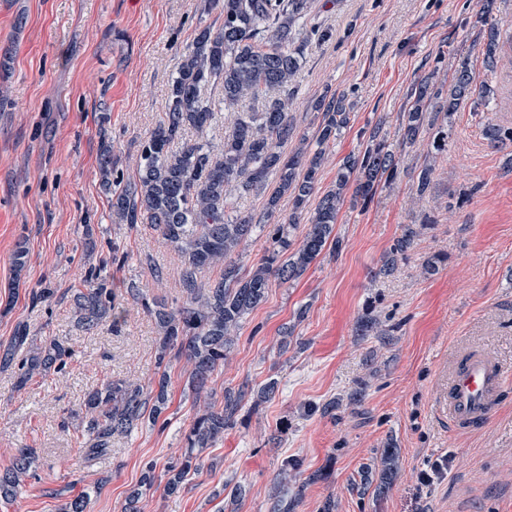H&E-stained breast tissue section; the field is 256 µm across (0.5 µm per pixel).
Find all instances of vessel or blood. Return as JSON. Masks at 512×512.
I'll return each mask as SVG.
<instances>
[{
	"label": "vessel or blood",
	"instance_id": "1",
	"mask_svg": "<svg viewBox=\"0 0 512 512\" xmlns=\"http://www.w3.org/2000/svg\"><path fill=\"white\" fill-rule=\"evenodd\" d=\"M511 374L496 358H462L448 386V417L456 424L480 425L492 414L502 384Z\"/></svg>",
	"mask_w": 512,
	"mask_h": 512
}]
</instances>
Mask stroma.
Wrapping results in <instances>:
<instances>
[{
  "label": "stroma",
  "mask_w": 512,
  "mask_h": 512,
  "mask_svg": "<svg viewBox=\"0 0 512 512\" xmlns=\"http://www.w3.org/2000/svg\"><path fill=\"white\" fill-rule=\"evenodd\" d=\"M481 0H314L311 22L330 32L304 47L293 123L313 137L314 105L345 95L351 122L329 150L317 188L328 190L343 158L360 151L362 129H394L408 93L439 53L441 77L467 55L489 94L448 125V146L403 156L399 176L367 205L343 206L339 253L322 254L296 281H273L244 320L215 374L216 401L248 388L235 423L205 449L203 472L176 496L154 488L141 512H272L283 461L299 462L288 484L291 512H512V385L488 423L453 427L444 403L456 361L497 357L512 371V172L488 125L512 126V0L493 16L507 42L495 68L483 62ZM222 22L216 0H0V347L18 324L38 339L62 337L64 371L16 388L0 370V470L17 449L36 451L35 476L0 512H60L86 490L88 512H121L144 463L165 467L185 448L195 410L182 364L170 369L166 428L143 426L112 440L87 464L79 429H61L86 392L106 378L149 383L155 374L153 320L126 292L136 285L167 303L183 300L180 254L152 225L114 223L100 184L101 141L114 169L134 179L141 140L165 116L166 87L199 27ZM434 162L430 191L416 196L420 166ZM432 225L389 277L378 270L405 224ZM26 266L15 268L18 244ZM118 250L109 267L124 310L120 331L77 327L68 300L82 287L88 252ZM445 261L432 274L424 262ZM57 297L32 305L31 292ZM380 335L362 336L367 315ZM276 382L274 397L252 394ZM359 402H350L354 391ZM336 401L329 414L319 405ZM394 446L398 470L381 487L379 457ZM241 488L232 496L231 488Z\"/></svg>",
  "instance_id": "obj_1"
}]
</instances>
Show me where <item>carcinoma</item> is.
I'll return each instance as SVG.
<instances>
[{
    "mask_svg": "<svg viewBox=\"0 0 512 512\" xmlns=\"http://www.w3.org/2000/svg\"><path fill=\"white\" fill-rule=\"evenodd\" d=\"M314 0H221L224 22L218 27L199 28L182 52L167 94L165 118L141 142L136 178L127 183L112 167V145L102 143L99 156L101 185L111 198L112 217L120 224L148 223L183 257L180 283L185 300L169 306L130 286L126 293L153 320L158 337L155 345L156 373L147 385L126 379H107L92 388L84 400L80 427L85 435L83 455L91 462L108 453L112 437L129 435L144 422L156 423L168 409L172 361L185 360L186 386L192 394L195 417L185 434L186 449L161 474L156 464H145L139 482L125 497L123 512H140V503L155 484L164 493L178 495L189 477L204 468L201 453L224 438L233 425L246 392H224V402L213 401L210 387L214 373L224 365L243 320L263 303L271 281L299 279L325 249L339 252L342 242L333 235L345 202L367 204L382 185L393 184L399 175L402 154L421 145L433 134L436 152L446 147L448 119L461 105L474 99L476 75L469 58L461 57L451 73L448 90L426 78L413 87L409 107L399 118L392 138L380 119L367 131L365 147L343 160L336 181L318 200L307 219L308 230L298 247L291 231L314 194L326 150L348 127L351 112L343 95L323 96L315 104L322 114L314 148L285 154L283 147L295 136L288 118L290 90L302 62L299 21L312 11ZM494 0H483L480 23L483 56L496 63L503 45L500 29L492 19ZM220 86L224 106L243 102L255 107L234 113L231 130L214 142L190 143L185 135L194 130L203 135L217 120L212 103L205 98L208 87ZM491 143L512 145V127L491 125L486 129ZM435 168L424 164L414 183L416 195L430 190ZM275 178L276 188L259 214L228 218L234 195H243ZM291 197L292 210L283 214V196ZM431 221L406 224L394 240L378 274H392L405 260L422 230ZM265 237L260 263L241 273L239 248L254 233ZM106 262L89 264L84 288L72 296L73 317L78 327L94 331L105 324L117 329L121 316L108 276ZM220 267V278L203 285L201 270ZM26 350L15 362L16 351ZM73 350L64 340L38 341L27 327H17L10 344L0 351V368L17 366V386L36 376L63 371ZM32 448H20L10 467L0 472V500L16 497L35 464ZM381 484L397 469L396 453L386 448L380 456Z\"/></svg>",
    "mask_w": 512,
    "mask_h": 512,
    "instance_id": "carcinoma-1",
    "label": "carcinoma"
}]
</instances>
